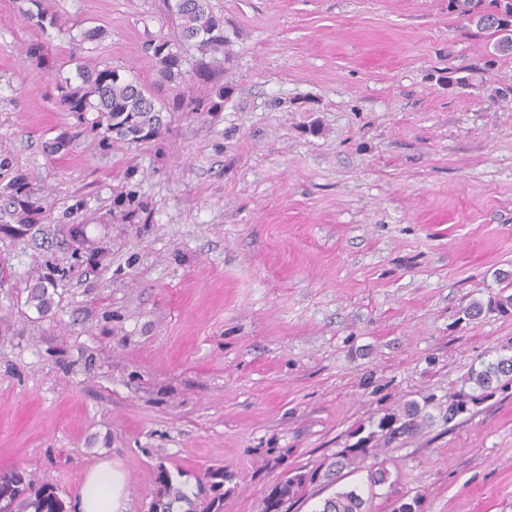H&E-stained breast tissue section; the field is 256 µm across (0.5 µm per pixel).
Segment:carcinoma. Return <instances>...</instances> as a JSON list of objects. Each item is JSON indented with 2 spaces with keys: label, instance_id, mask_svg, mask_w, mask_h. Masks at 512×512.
<instances>
[{
  "label": "carcinoma",
  "instance_id": "obj_1",
  "mask_svg": "<svg viewBox=\"0 0 512 512\" xmlns=\"http://www.w3.org/2000/svg\"><path fill=\"white\" fill-rule=\"evenodd\" d=\"M34 9L25 10L27 19L40 29L56 25L54 17L41 7L40 0H29ZM448 12L468 22L478 17L477 30L490 36L497 34L492 19L503 13L512 15V0H448ZM174 15L178 20V39L159 40L150 44L160 77L174 82L183 75L185 53L191 47L200 54L194 74L199 83L209 86L216 82L213 63L206 56H214L224 50V20L214 13L209 0H177ZM59 105L67 112L84 120L89 112L97 113L92 126L104 129L99 145L108 148L114 142H139L155 138L164 129L165 112H194L199 116L216 112L224 102V86L215 89V96L199 98L186 104L178 96L170 102L156 104L154 89L141 82L128 81L119 70L106 66L102 69L82 72V84L70 82L56 85ZM10 216L15 223L28 226L35 216L45 209V200L31 177L24 173L13 175L5 185ZM28 301L42 313L51 309L52 299L48 286L40 281L31 287ZM506 313L512 309V295L488 300L487 306L472 305L467 315L481 314L482 310ZM472 379L483 390L497 388L501 380L512 379V356H501L483 365L473 373ZM369 448H349L332 464L326 477L334 478L351 466L361 467L368 457ZM156 488L151 512H176L178 502L189 504L187 512H224V482L230 480L224 468H210L204 473L195 498H190L174 483L171 472L164 464L157 466ZM316 474L300 471L285 472L267 496L264 512H276L275 504L294 498L299 489L314 481ZM0 512H66V504L58 488L47 482H39L34 475L13 470L0 474ZM317 512H370L368 500L355 489L335 493L324 500Z\"/></svg>",
  "mask_w": 512,
  "mask_h": 512
}]
</instances>
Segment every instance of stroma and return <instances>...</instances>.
Returning a JSON list of instances; mask_svg holds the SVG:
<instances>
[{"label": "stroma", "instance_id": "stroma-1", "mask_svg": "<svg viewBox=\"0 0 512 512\" xmlns=\"http://www.w3.org/2000/svg\"><path fill=\"white\" fill-rule=\"evenodd\" d=\"M174 3L41 0L40 31L0 0V180L28 173L50 201L0 232V473L55 485L67 512L106 459L127 512H150L160 464L190 492L224 467V512H264L286 469L319 474L289 512L350 489L371 512H512V384L469 379L512 356V312L463 315L512 294V55L485 69L490 36L448 0H210L222 108L102 149L55 83L110 66L203 95L196 50L167 83L149 49L175 38ZM77 230L104 253L75 260ZM357 446L388 483L326 482Z\"/></svg>", "mask_w": 512, "mask_h": 512}]
</instances>
